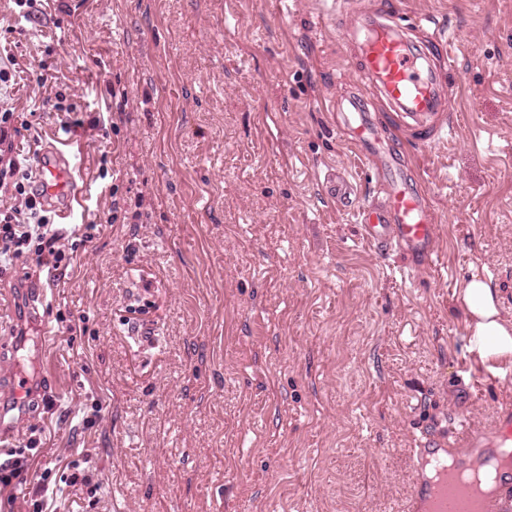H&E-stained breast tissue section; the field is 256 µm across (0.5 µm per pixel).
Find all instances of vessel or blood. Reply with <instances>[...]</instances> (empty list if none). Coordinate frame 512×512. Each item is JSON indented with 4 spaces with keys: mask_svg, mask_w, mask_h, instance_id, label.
Here are the masks:
<instances>
[{
    "mask_svg": "<svg viewBox=\"0 0 512 512\" xmlns=\"http://www.w3.org/2000/svg\"><path fill=\"white\" fill-rule=\"evenodd\" d=\"M427 17L405 12L400 0L363 16L342 35L357 49L356 72L382 95L419 147L446 133L441 113L450 111L453 89L433 67L431 49L410 34ZM343 110L359 153L374 159L378 201L351 206L348 182L327 176V192L341 207H353L362 239L381 252H397L405 266L419 271L436 256L437 226L427 196L418 190L397 153L383 147L360 99L344 98ZM38 185L47 199L74 195L69 159L53 150L39 164ZM512 403L502 402L486 430L459 432L452 443L426 440L414 449V478L405 512H512Z\"/></svg>",
    "mask_w": 512,
    "mask_h": 512,
    "instance_id": "vessel-or-blood-1",
    "label": "vessel or blood"
}]
</instances>
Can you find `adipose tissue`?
I'll use <instances>...</instances> for the list:
<instances>
[{"label": "adipose tissue", "mask_w": 512, "mask_h": 512, "mask_svg": "<svg viewBox=\"0 0 512 512\" xmlns=\"http://www.w3.org/2000/svg\"><path fill=\"white\" fill-rule=\"evenodd\" d=\"M459 302L468 317L472 339L483 347L486 357L512 358V321L501 316L490 284L472 276Z\"/></svg>", "instance_id": "adipose-tissue-1"}]
</instances>
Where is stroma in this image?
Masks as SVG:
<instances>
[{
  "instance_id": "obj_1",
  "label": "stroma",
  "mask_w": 512,
  "mask_h": 512,
  "mask_svg": "<svg viewBox=\"0 0 512 512\" xmlns=\"http://www.w3.org/2000/svg\"><path fill=\"white\" fill-rule=\"evenodd\" d=\"M378 3L0 0V111L29 123L31 161L72 150L82 191L69 266L0 277V374L56 400L8 436L40 437L54 512H401L413 449L512 399L458 301L476 273L512 319V0H404L458 82L447 139L422 149L332 21ZM348 95L432 205L418 274L322 192L342 168L374 197ZM74 464L95 493L68 486Z\"/></svg>"
}]
</instances>
